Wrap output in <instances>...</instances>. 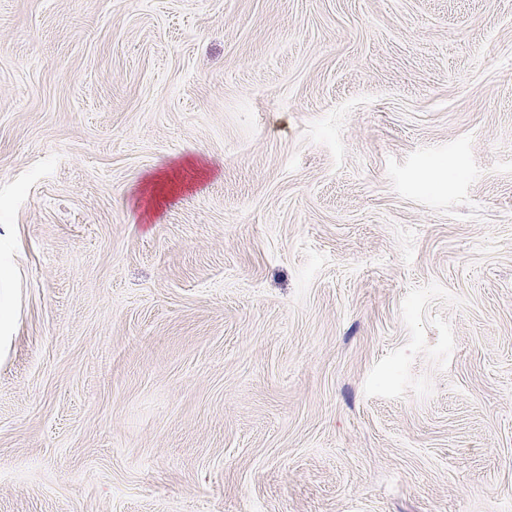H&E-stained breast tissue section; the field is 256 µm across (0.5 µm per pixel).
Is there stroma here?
I'll return each instance as SVG.
<instances>
[{
	"label": "stroma",
	"instance_id": "obj_1",
	"mask_svg": "<svg viewBox=\"0 0 512 512\" xmlns=\"http://www.w3.org/2000/svg\"><path fill=\"white\" fill-rule=\"evenodd\" d=\"M0 512H512V0H0Z\"/></svg>",
	"mask_w": 512,
	"mask_h": 512
}]
</instances>
